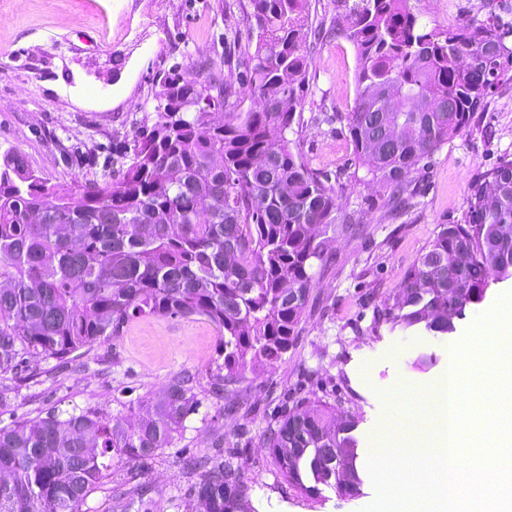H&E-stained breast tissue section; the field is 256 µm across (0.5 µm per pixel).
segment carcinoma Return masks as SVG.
<instances>
[{"instance_id":"1","label":"carcinoma","mask_w":512,"mask_h":512,"mask_svg":"<svg viewBox=\"0 0 512 512\" xmlns=\"http://www.w3.org/2000/svg\"><path fill=\"white\" fill-rule=\"evenodd\" d=\"M409 2L353 0L331 27L357 54L346 115L355 161L391 217L410 205L419 165L465 129L512 68V27L495 14L442 30L420 22ZM309 5L241 4L224 59L199 60L202 80H156L153 124L116 177L78 180L60 194L24 154L0 156L1 408L14 393L8 376L34 372L29 358L67 364L142 315L202 317L215 327L218 392L288 353L314 267L326 263L325 235L362 224L290 138L321 37ZM243 41L241 58L231 47ZM238 84L248 88L247 107ZM492 276L512 278L509 159L471 185L463 222L441 225L374 324L449 336ZM195 386L185 370L125 415L75 407L0 427V512H82L113 467L173 447L199 405ZM354 429L343 411L303 401L262 439L297 491L348 494L337 474L347 469L360 484ZM188 467L196 512H243L231 461L204 456Z\"/></svg>"}]
</instances>
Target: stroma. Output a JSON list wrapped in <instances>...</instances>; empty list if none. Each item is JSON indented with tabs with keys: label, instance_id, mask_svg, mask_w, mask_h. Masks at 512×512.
I'll return each mask as SVG.
<instances>
[{
	"label": "stroma",
	"instance_id": "1",
	"mask_svg": "<svg viewBox=\"0 0 512 512\" xmlns=\"http://www.w3.org/2000/svg\"><path fill=\"white\" fill-rule=\"evenodd\" d=\"M422 23L453 29L495 13L512 27V0H410ZM240 21L238 0H0V152L24 154L37 175L58 190L111 173L112 151L131 145L153 123L156 79L169 69L199 77V57L221 60L224 34ZM123 66L113 70L112 58ZM302 106L300 151L327 174L342 208L363 212L357 235L333 234L332 261L317 274L293 343L275 367L247 373L221 396L209 368L218 339L200 317L142 316L85 349L67 368L41 363L33 379L19 375L0 425L56 407L98 408L109 414L182 370L197 372L200 404L173 447L145 466L113 470L84 512H136L120 493L145 488L161 512H195L186 460L210 455L216 439L234 451L253 512H366L377 498L369 470L378 431L411 420L447 377L448 348L458 344L512 279L490 280L484 300L466 308L457 331L437 338L374 325L373 313L443 224L462 222L472 182L500 159H512V79L499 81L463 132L418 173L411 208L388 219L383 205L365 209L372 186L354 181L346 122L356 97L353 45L331 37L314 46ZM429 364L417 365L418 357ZM320 399L357 422L356 494L330 488L305 495L277 472L261 436L285 401Z\"/></svg>",
	"mask_w": 512,
	"mask_h": 512
}]
</instances>
